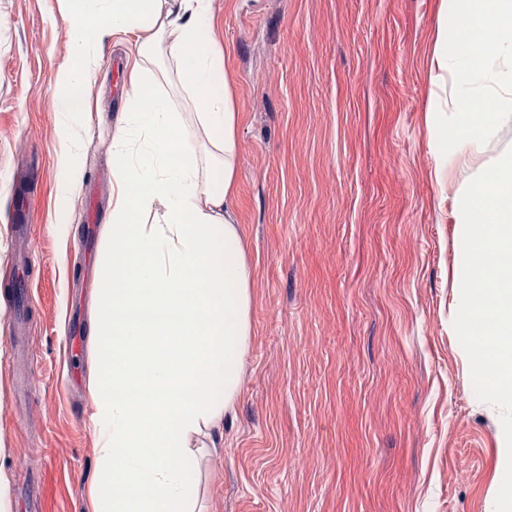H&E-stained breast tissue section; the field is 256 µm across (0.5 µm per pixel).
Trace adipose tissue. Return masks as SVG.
<instances>
[{
    "mask_svg": "<svg viewBox=\"0 0 512 512\" xmlns=\"http://www.w3.org/2000/svg\"><path fill=\"white\" fill-rule=\"evenodd\" d=\"M69 22L75 62L54 82L61 203L83 180L73 121L104 41L133 36L140 75L112 132L110 246L89 305V512H200L196 440L223 433L252 334L234 85L210 43V0H79ZM159 57L177 93L161 90ZM429 68L448 89L426 123L452 189L454 280L469 287L455 328L512 372V148L492 146L512 120V0H440Z\"/></svg>",
    "mask_w": 512,
    "mask_h": 512,
    "instance_id": "1",
    "label": "adipose tissue"
}]
</instances>
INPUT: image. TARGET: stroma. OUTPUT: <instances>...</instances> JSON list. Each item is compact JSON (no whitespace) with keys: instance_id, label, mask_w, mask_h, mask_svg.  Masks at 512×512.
Here are the masks:
<instances>
[{"instance_id":"obj_1","label":"stroma","mask_w":512,"mask_h":512,"mask_svg":"<svg viewBox=\"0 0 512 512\" xmlns=\"http://www.w3.org/2000/svg\"><path fill=\"white\" fill-rule=\"evenodd\" d=\"M439 0H211L241 114L236 218L253 336L224 434L199 453L203 512H496L512 405L475 394L453 326L463 293L451 199L436 179L429 61ZM75 0H0V285L24 276L21 328L0 302V435L12 488L87 512L88 298L112 208L118 71L85 95L84 171L58 238L59 102ZM32 208L33 259L12 229Z\"/></svg>"}]
</instances>
